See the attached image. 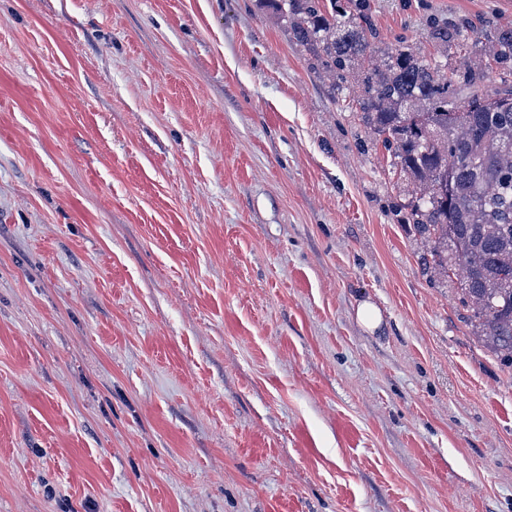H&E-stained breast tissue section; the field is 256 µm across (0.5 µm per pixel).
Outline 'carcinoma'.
I'll return each instance as SVG.
<instances>
[{"mask_svg":"<svg viewBox=\"0 0 512 512\" xmlns=\"http://www.w3.org/2000/svg\"><path fill=\"white\" fill-rule=\"evenodd\" d=\"M293 39L344 87L354 79L367 126L412 185L403 223L430 243V276L453 285L479 343L512 366V22L487 41L435 27L438 54L408 48L371 64L377 39L366 0H280ZM491 59L497 86H479Z\"/></svg>","mask_w":512,"mask_h":512,"instance_id":"1","label":"carcinoma"}]
</instances>
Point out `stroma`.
Returning a JSON list of instances; mask_svg holds the SVG:
<instances>
[{
	"instance_id": "obj_1",
	"label": "stroma",
	"mask_w": 512,
	"mask_h": 512,
	"mask_svg": "<svg viewBox=\"0 0 512 512\" xmlns=\"http://www.w3.org/2000/svg\"><path fill=\"white\" fill-rule=\"evenodd\" d=\"M312 63L275 0H0V512H512V368Z\"/></svg>"
}]
</instances>
